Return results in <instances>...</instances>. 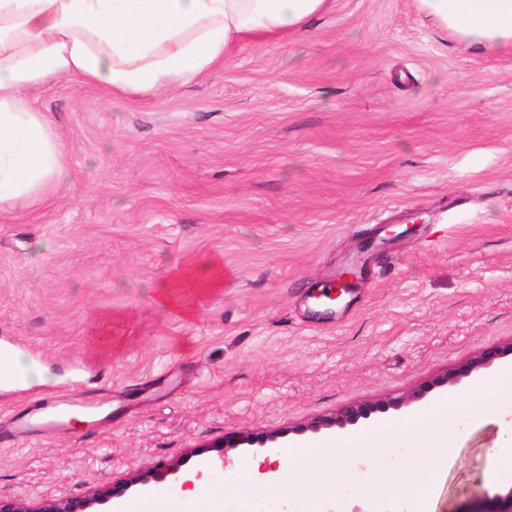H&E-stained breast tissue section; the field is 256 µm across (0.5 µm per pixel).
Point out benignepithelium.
Wrapping results in <instances>:
<instances>
[{
  "label": "benign epithelium",
  "instance_id": "benign-epithelium-1",
  "mask_svg": "<svg viewBox=\"0 0 512 512\" xmlns=\"http://www.w3.org/2000/svg\"><path fill=\"white\" fill-rule=\"evenodd\" d=\"M508 357H512V341L481 350L466 362L435 375L413 391L393 395L373 403L347 404L329 415L313 417L298 425L272 431L265 435L259 436L243 432L226 435L215 444V447L234 449L255 446L257 450L263 451L279 447L280 439L290 434L299 436L307 432L319 433L323 430L332 429L345 430L373 416L386 414L390 411L399 412L423 400L427 394L437 388H455L466 379H476ZM183 465H185L183 460L174 464L161 463L150 472L129 479L120 485H114L110 489L99 490L82 497L58 499L46 506H24L16 500L0 498V512H116L111 508V501L122 497L134 486H139L145 491L152 481L165 480L169 477L176 481L179 479V472ZM502 501L512 505V487L503 496L497 494L491 499L484 498L461 507L456 512H500L497 505Z\"/></svg>",
  "mask_w": 512,
  "mask_h": 512
}]
</instances>
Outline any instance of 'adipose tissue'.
Wrapping results in <instances>:
<instances>
[{"instance_id":"1","label":"adipose tissue","mask_w":512,"mask_h":512,"mask_svg":"<svg viewBox=\"0 0 512 512\" xmlns=\"http://www.w3.org/2000/svg\"><path fill=\"white\" fill-rule=\"evenodd\" d=\"M422 11L469 47H512V0H419ZM327 0H0V204L62 187L68 171L48 117L26 94L77 76L116 94L191 80L249 37L302 28ZM224 285V264L172 275L156 303L188 319L196 300Z\"/></svg>"}]
</instances>
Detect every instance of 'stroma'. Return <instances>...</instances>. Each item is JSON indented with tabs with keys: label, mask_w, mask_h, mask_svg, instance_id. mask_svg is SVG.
Instances as JSON below:
<instances>
[{
	"label": "stroma",
	"mask_w": 512,
	"mask_h": 512,
	"mask_svg": "<svg viewBox=\"0 0 512 512\" xmlns=\"http://www.w3.org/2000/svg\"><path fill=\"white\" fill-rule=\"evenodd\" d=\"M66 187L0 207V350L52 374L0 385V497H81L158 463L206 465L176 512L233 500L258 435L420 386L512 341V48L464 45L418 0H329L185 84L115 94L62 76L29 91ZM220 256L231 276L193 318L154 291ZM360 275L331 299L347 267ZM126 320L97 352L106 317ZM112 395V414L18 439L41 400ZM498 422L477 420L432 512L506 493L487 477ZM295 512H392L360 471Z\"/></svg>",
	"instance_id": "35a3bbf8"
}]
</instances>
